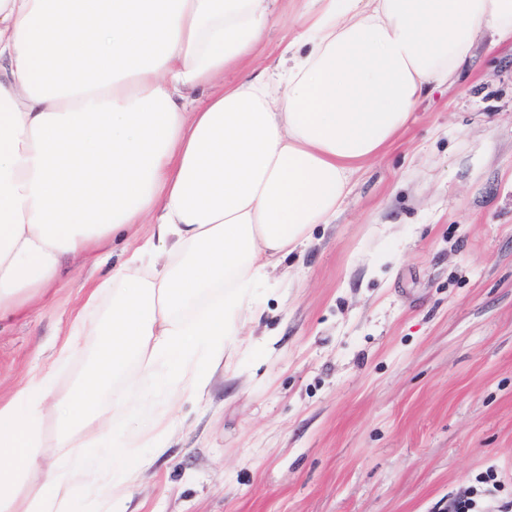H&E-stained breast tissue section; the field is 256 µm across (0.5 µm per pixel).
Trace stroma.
I'll use <instances>...</instances> for the list:
<instances>
[{"label": "stroma", "instance_id": "1", "mask_svg": "<svg viewBox=\"0 0 512 512\" xmlns=\"http://www.w3.org/2000/svg\"><path fill=\"white\" fill-rule=\"evenodd\" d=\"M305 0H277V61ZM260 288L131 512H478L512 501V41L478 37L457 85L353 178L333 223ZM86 272L0 324V401L48 366Z\"/></svg>", "mask_w": 512, "mask_h": 512}]
</instances>
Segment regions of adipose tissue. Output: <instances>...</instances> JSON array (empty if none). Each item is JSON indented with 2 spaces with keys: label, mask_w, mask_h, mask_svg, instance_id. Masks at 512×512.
I'll list each match as a JSON object with an SVG mask.
<instances>
[{
  "label": "adipose tissue",
  "mask_w": 512,
  "mask_h": 512,
  "mask_svg": "<svg viewBox=\"0 0 512 512\" xmlns=\"http://www.w3.org/2000/svg\"><path fill=\"white\" fill-rule=\"evenodd\" d=\"M274 2L0 0V321L151 227L51 366L0 403V512H122L132 448L163 451L180 395L203 394L259 320L255 289L482 31L512 36V0H310L287 66L225 83ZM85 343L90 364L56 395ZM146 377L171 401L150 423L130 408Z\"/></svg>",
  "instance_id": "obj_1"
}]
</instances>
